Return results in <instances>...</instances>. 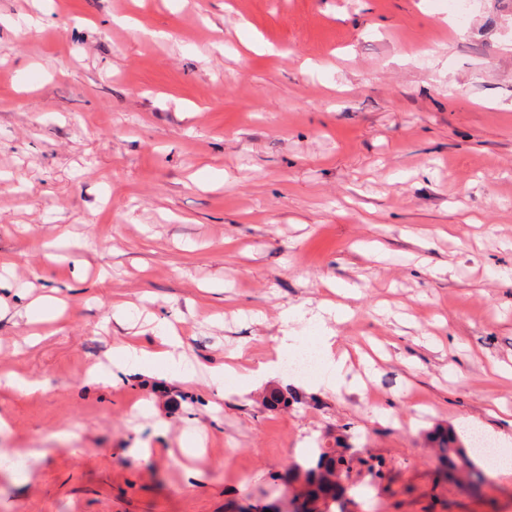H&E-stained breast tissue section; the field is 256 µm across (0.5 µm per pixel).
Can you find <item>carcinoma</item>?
<instances>
[{"label":"carcinoma","mask_w":512,"mask_h":512,"mask_svg":"<svg viewBox=\"0 0 512 512\" xmlns=\"http://www.w3.org/2000/svg\"><path fill=\"white\" fill-rule=\"evenodd\" d=\"M429 439L439 450L438 458L443 466L454 474L468 476L466 487L476 489L485 481V474L475 465L454 430L450 427L436 429ZM342 455L333 448H315L303 463L295 464L286 471L285 480H303L299 490L302 502L294 512H323L336 507L342 496L340 465Z\"/></svg>","instance_id":"1"}]
</instances>
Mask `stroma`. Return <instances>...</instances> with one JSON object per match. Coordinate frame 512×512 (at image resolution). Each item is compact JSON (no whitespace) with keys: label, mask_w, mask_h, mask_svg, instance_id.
<instances>
[{"label":"stroma","mask_w":512,"mask_h":512,"mask_svg":"<svg viewBox=\"0 0 512 512\" xmlns=\"http://www.w3.org/2000/svg\"><path fill=\"white\" fill-rule=\"evenodd\" d=\"M287 316L343 383L238 379ZM166 322L223 383H89ZM6 372L46 388L0 387V512H243L321 445L336 512H512L427 438L512 450V0H0ZM331 336H323L324 342H323V349L324 353L331 364L333 366L335 371V383L338 381H344L345 378V356L343 353L340 352L339 347L336 345V353L334 352L333 345L335 343L334 338L336 335L333 330L331 329ZM429 439L438 448V458L447 471H452L457 478L460 473L467 474L465 487L476 489L485 481V474L475 465L452 428L436 429L429 434Z\"/></svg>","instance_id":"stroma-1"}]
</instances>
